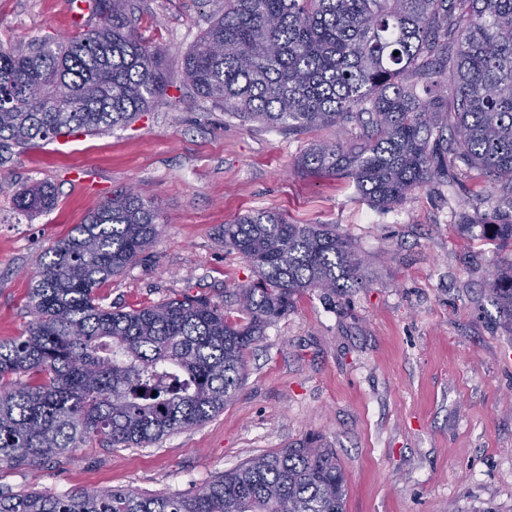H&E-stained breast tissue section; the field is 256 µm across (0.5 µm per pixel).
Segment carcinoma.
<instances>
[{"mask_svg":"<svg viewBox=\"0 0 512 512\" xmlns=\"http://www.w3.org/2000/svg\"><path fill=\"white\" fill-rule=\"evenodd\" d=\"M95 11L101 24L86 33L0 46V148L125 126L159 101L168 51L136 37L127 0H95ZM182 61L198 96L246 120L295 134L358 127L349 142L311 144L295 167L347 179L376 207L401 204L459 162L512 206V0H224ZM55 200L40 184L16 205L42 213ZM162 223L128 190L44 254L28 334L0 342V470L94 441L142 448L212 418L241 385L245 351L294 295L366 285L364 260L335 225L256 211L222 232L258 275L236 293V317L194 296L101 305L97 289ZM484 228L512 248V224ZM488 294L512 330L511 257ZM346 498L336 454L306 441L188 493H2L0 512H345Z\"/></svg>","mask_w":512,"mask_h":512,"instance_id":"cac0c4a2","label":"carcinoma"}]
</instances>
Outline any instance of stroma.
I'll use <instances>...</instances> for the list:
<instances>
[{
  "label": "stroma",
  "mask_w": 512,
  "mask_h": 512,
  "mask_svg": "<svg viewBox=\"0 0 512 512\" xmlns=\"http://www.w3.org/2000/svg\"><path fill=\"white\" fill-rule=\"evenodd\" d=\"M137 35L166 47L164 100L132 123L1 151L0 341L25 335L40 257L112 195L134 188L162 212L159 236L97 290L131 310L184 295L233 306L256 273L225 247L224 225L271 210L333 224L367 263L362 288L308 289L246 353L242 384L203 424L144 448L92 443L37 468L0 472V491L81 488L188 492L246 460L313 439L348 483L346 512H512V333L487 280L506 251L485 231L512 224L489 178L465 166L400 205H371L348 180L298 172L314 138L246 122L199 98L181 57L224 0H129ZM67 0H0V44L24 47L91 28ZM55 188L53 210L14 208L30 185Z\"/></svg>",
  "instance_id": "stroma-1"
}]
</instances>
